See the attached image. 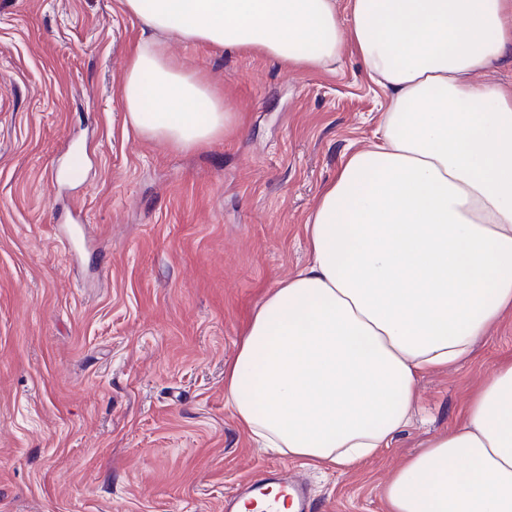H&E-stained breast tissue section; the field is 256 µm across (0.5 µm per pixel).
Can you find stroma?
I'll return each mask as SVG.
<instances>
[{"label": "stroma", "mask_w": 512, "mask_h": 512, "mask_svg": "<svg viewBox=\"0 0 512 512\" xmlns=\"http://www.w3.org/2000/svg\"><path fill=\"white\" fill-rule=\"evenodd\" d=\"M141 37L120 0H0V512H223L283 467L318 512H387L392 472L512 358V319L420 377L412 421L356 469L260 447L224 407V368L306 265L309 207L385 95L349 53L301 72L166 36L243 120L179 150L126 123ZM79 222L71 255L60 234Z\"/></svg>", "instance_id": "stroma-1"}]
</instances>
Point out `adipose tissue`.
Segmentation results:
<instances>
[{
	"mask_svg": "<svg viewBox=\"0 0 512 512\" xmlns=\"http://www.w3.org/2000/svg\"><path fill=\"white\" fill-rule=\"evenodd\" d=\"M148 31L127 123L179 149L241 120L156 32L332 71L351 46L386 105L304 223L308 263L254 312L224 374L250 438L317 468L388 447L424 373L512 317V86L474 82L512 50V0H122ZM388 512H512V361L383 488Z\"/></svg>",
	"mask_w": 512,
	"mask_h": 512,
	"instance_id": "ef3b65f1",
	"label": "adipose tissue"
}]
</instances>
